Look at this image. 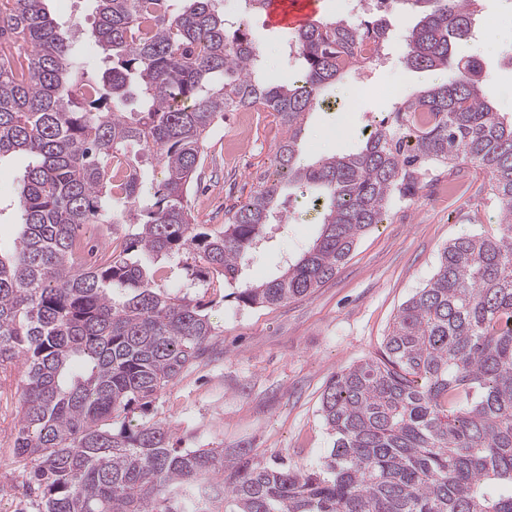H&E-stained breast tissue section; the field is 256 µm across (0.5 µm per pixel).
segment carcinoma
Returning a JSON list of instances; mask_svg holds the SVG:
<instances>
[{"label": "carcinoma", "mask_w": 512, "mask_h": 512, "mask_svg": "<svg viewBox=\"0 0 512 512\" xmlns=\"http://www.w3.org/2000/svg\"><path fill=\"white\" fill-rule=\"evenodd\" d=\"M46 2L0 0V162L32 159L19 245L0 252V372L25 361L14 456L35 512H512V117L482 95L478 57L452 61L474 0H388L411 18L406 66L447 77L341 156L303 153V133L323 90L382 40L377 18L312 20L293 37L299 71L268 84L247 21L267 0H241L233 21L219 0H93V72ZM248 107L285 131L272 172L224 223L199 224L189 192L207 139ZM133 147L162 165L159 183ZM456 163L489 176L499 233L450 242L378 355L329 380L320 410L334 442L317 470L176 448L167 424L126 423L213 347L207 303L158 284L164 261L194 251V277L218 294L286 194L318 212L320 234L236 295L284 304L333 278L420 177ZM85 224L112 231L93 266Z\"/></svg>", "instance_id": "cac0c4a2"}]
</instances>
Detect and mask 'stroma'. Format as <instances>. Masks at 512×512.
<instances>
[{
	"instance_id": "obj_1",
	"label": "stroma",
	"mask_w": 512,
	"mask_h": 512,
	"mask_svg": "<svg viewBox=\"0 0 512 512\" xmlns=\"http://www.w3.org/2000/svg\"><path fill=\"white\" fill-rule=\"evenodd\" d=\"M49 10L67 27L78 61L99 64L91 6L83 0H50ZM475 17H495L499 24L494 32L455 44L453 55L483 60V94L510 117L512 66L502 64L500 52L512 43V0H477ZM248 25L264 79L281 83L290 71L291 30L266 28L261 14L252 15ZM406 25V20H395L393 46L382 64L373 67L364 95L350 99L357 83L353 77L330 89L333 105L315 111L308 122L303 141L307 153L356 151L362 127L392 105L387 88L418 89L438 81L436 72H414L404 65ZM236 121V113H225L208 139L204 170L191 196L199 223H223L225 209L251 196L270 170L282 135L274 114L262 113L250 139L230 146L225 137ZM27 163L22 155L0 161V249L6 251L18 239L16 178ZM489 193L482 170L464 164L437 166L418 194L394 208L387 223L364 234L336 275L307 296L251 309L239 305L232 286H225L224 301L207 310L215 329V354L204 356L168 387L148 419L170 423L172 442L179 448H250L268 464L317 469L331 448L320 415L326 384L341 369L379 352L398 310L432 278L450 241L497 233ZM319 231L315 211L292 205L282 228L247 258L244 277L260 281L277 273ZM20 379L13 374L0 392V512H21L24 506V473L12 448L20 420Z\"/></svg>"
}]
</instances>
